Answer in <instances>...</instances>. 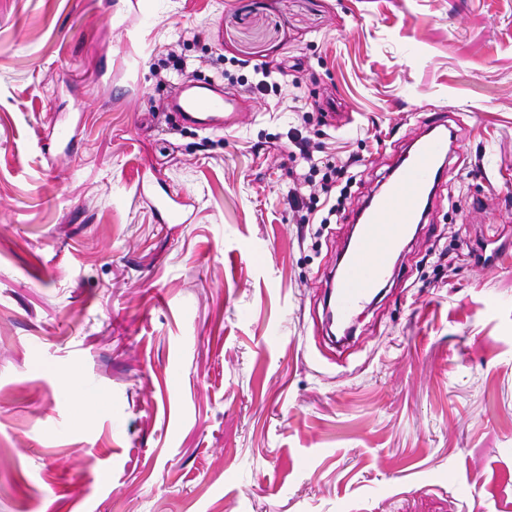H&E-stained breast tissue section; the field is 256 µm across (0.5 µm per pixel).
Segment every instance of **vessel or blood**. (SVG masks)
I'll return each instance as SVG.
<instances>
[{"label": "vessel or blood", "mask_w": 512, "mask_h": 512, "mask_svg": "<svg viewBox=\"0 0 512 512\" xmlns=\"http://www.w3.org/2000/svg\"><path fill=\"white\" fill-rule=\"evenodd\" d=\"M167 109L176 113L183 126L225 133L234 129L242 103L225 99L218 82L204 81L175 85ZM447 160V135L425 131L414 151L398 160L383 188L359 209L326 300L327 312L346 330H353L358 311L373 303L382 284L393 276V258L415 225L422 223ZM150 202L163 223H184L183 203L174 193L151 192Z\"/></svg>", "instance_id": "obj_1"}]
</instances>
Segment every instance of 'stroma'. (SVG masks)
<instances>
[{
  "label": "stroma",
  "mask_w": 512,
  "mask_h": 512,
  "mask_svg": "<svg viewBox=\"0 0 512 512\" xmlns=\"http://www.w3.org/2000/svg\"><path fill=\"white\" fill-rule=\"evenodd\" d=\"M207 79L235 131L159 123ZM436 120L429 214L334 355L354 213ZM292 129L339 222L300 228ZM0 512H512V0H0ZM162 193L149 191L150 202L165 224L186 223L185 213L182 208L184 202L178 199L179 195L170 192L163 184L159 183Z\"/></svg>",
  "instance_id": "1"
}]
</instances>
